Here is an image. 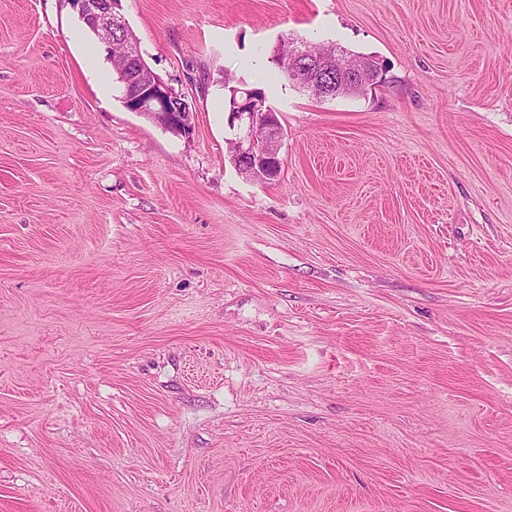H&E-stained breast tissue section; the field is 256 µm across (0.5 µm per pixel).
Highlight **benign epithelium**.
<instances>
[{"label": "benign epithelium", "instance_id": "obj_1", "mask_svg": "<svg viewBox=\"0 0 512 512\" xmlns=\"http://www.w3.org/2000/svg\"><path fill=\"white\" fill-rule=\"evenodd\" d=\"M71 4L78 8L79 17L89 24L106 53H112V30L127 27L124 17L113 10V3L110 0H71ZM281 61L288 68L290 78L319 100L340 98L357 91L365 94L376 85L375 70L355 67L350 54L339 47L322 57H312L306 45L296 43L292 54L282 56ZM124 66V102L130 111L175 133L191 127L189 110L173 108V102L185 95L146 67L136 38L127 39ZM327 71L336 74L334 96L324 92ZM227 125L234 132L228 143L231 144V160L239 173L251 180L260 174L273 176L282 164V131L275 113L265 107L264 96L255 89H237Z\"/></svg>", "mask_w": 512, "mask_h": 512}]
</instances>
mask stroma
Wrapping results in <instances>:
<instances>
[{"instance_id": "1", "label": "stroma", "mask_w": 512, "mask_h": 512, "mask_svg": "<svg viewBox=\"0 0 512 512\" xmlns=\"http://www.w3.org/2000/svg\"><path fill=\"white\" fill-rule=\"evenodd\" d=\"M121 13L189 134L100 91L67 0H0V512H512V0ZM286 37L382 79L315 99ZM236 88L224 81V89L227 91L224 106L227 109ZM236 92L227 116V125L234 132V138L228 139L232 149L231 160L239 173L251 180H256L259 174L273 178L282 164L281 126L275 113L265 107L264 92L261 91L264 96L255 89L238 88Z\"/></svg>"}]
</instances>
